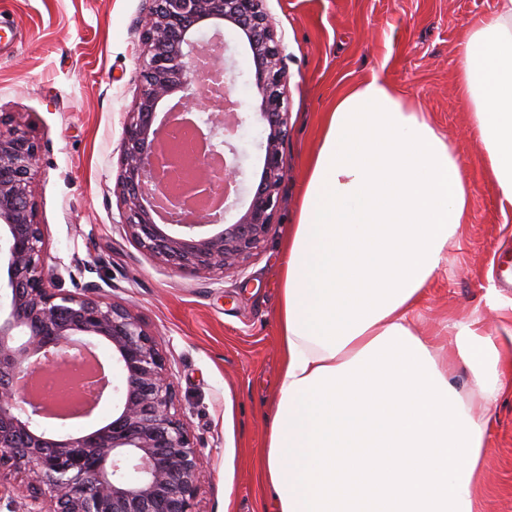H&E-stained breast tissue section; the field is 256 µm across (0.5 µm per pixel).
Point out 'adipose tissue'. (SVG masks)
<instances>
[{
  "label": "adipose tissue",
  "mask_w": 512,
  "mask_h": 512,
  "mask_svg": "<svg viewBox=\"0 0 512 512\" xmlns=\"http://www.w3.org/2000/svg\"><path fill=\"white\" fill-rule=\"evenodd\" d=\"M457 57L480 163L512 209V0L469 24ZM470 199L447 134L386 80L326 113L282 248L284 366L261 469L277 512H478L512 324L448 321L449 351L416 324Z\"/></svg>",
  "instance_id": "1"
}]
</instances>
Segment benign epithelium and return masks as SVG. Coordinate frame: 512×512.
Returning <instances> with one entry per match:
<instances>
[{"mask_svg": "<svg viewBox=\"0 0 512 512\" xmlns=\"http://www.w3.org/2000/svg\"><path fill=\"white\" fill-rule=\"evenodd\" d=\"M245 37L255 103L233 101L232 120L196 80L206 56L224 72L231 98L237 73L223 28ZM139 89L125 112L118 151L119 221L143 251L179 273L242 276L275 224L288 162V78L274 22L263 0H150L141 22ZM191 127L210 145L197 158L224 159L214 187L224 208L154 206L169 173L159 134ZM262 128L263 168L249 184L234 137ZM40 151L26 124L0 114V477L23 474L32 489L26 512H195L203 459L178 408L167 359L129 304L107 299L96 284L57 287L48 240L36 219L32 176ZM105 347L112 359V418L80 435H51L27 405L24 381L34 361L66 373L70 350Z\"/></svg>", "mask_w": 512, "mask_h": 512, "instance_id": "7a95c632", "label": "benign epithelium"}]
</instances>
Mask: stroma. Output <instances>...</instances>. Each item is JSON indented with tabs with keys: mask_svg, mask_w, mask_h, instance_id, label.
<instances>
[{
	"mask_svg": "<svg viewBox=\"0 0 512 512\" xmlns=\"http://www.w3.org/2000/svg\"><path fill=\"white\" fill-rule=\"evenodd\" d=\"M147 0H0V113L27 123L41 148L37 219L62 288L105 285L136 305L165 353L181 410L206 464L196 512H274L261 451L282 372L281 246L301 203L324 112L345 88L381 76L429 112L468 164L466 224L419 310L426 334L448 319L501 328L483 299L512 266V213L503 214L479 162L458 93L457 46L496 0H264L288 75V176L276 222L240 278L190 276L143 253L117 225L121 114L138 91ZM480 512H512V393L490 431Z\"/></svg>",
	"mask_w": 512,
	"mask_h": 512,
	"instance_id": "35a3bbf8",
	"label": "stroma"
}]
</instances>
